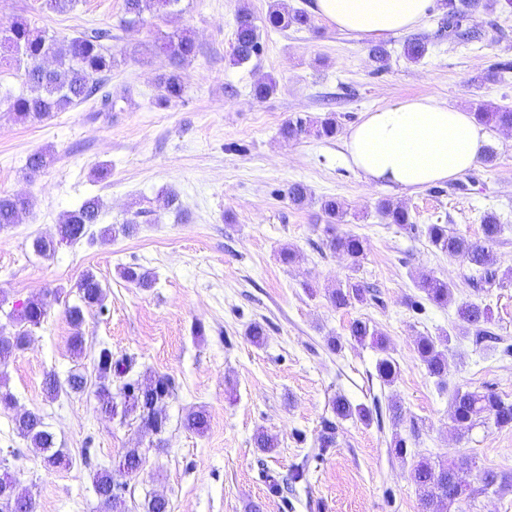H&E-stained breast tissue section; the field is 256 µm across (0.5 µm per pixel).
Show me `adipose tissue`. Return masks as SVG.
I'll return each instance as SVG.
<instances>
[{"label":"adipose tissue","instance_id":"ef3b65f1","mask_svg":"<svg viewBox=\"0 0 512 512\" xmlns=\"http://www.w3.org/2000/svg\"><path fill=\"white\" fill-rule=\"evenodd\" d=\"M436 0H315V13L360 39L416 29ZM487 129L461 108L427 96L396 98L365 112L344 142L367 183L412 192L457 178L484 156Z\"/></svg>","mask_w":512,"mask_h":512}]
</instances>
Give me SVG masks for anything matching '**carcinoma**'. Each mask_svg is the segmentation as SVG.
<instances>
[{
	"instance_id": "carcinoma-1",
	"label": "carcinoma",
	"mask_w": 512,
	"mask_h": 512,
	"mask_svg": "<svg viewBox=\"0 0 512 512\" xmlns=\"http://www.w3.org/2000/svg\"><path fill=\"white\" fill-rule=\"evenodd\" d=\"M179 0H124L126 23L135 24L142 20L144 13L167 10ZM481 4V0H441L444 21L448 33L461 41L473 38L470 30L463 26L465 18ZM267 23L279 30L291 27L311 28V17L303 9L288 10L276 3L272 6ZM112 40L109 29H96L86 34L60 41L38 30L22 17H14L0 23V67L24 70L27 91L18 95L12 102L16 119L21 122L42 121L56 112L68 109L101 94V107L112 109V92L102 91L105 80L117 65L107 42ZM261 44L257 26L252 15L242 10L238 16L235 32L233 61L243 64L259 54ZM155 51L168 56L175 65H180L195 57L197 46L193 37L186 31L173 34L155 45ZM427 52V43L415 38L404 46L407 59L417 62ZM161 94L157 105H168L183 98L184 86L180 76L174 72L161 77ZM475 119L493 127H512V109L480 105L474 112ZM340 132L336 117L330 115L321 120H307L301 117L290 119L281 127L280 134L286 140H297L303 135L315 134L319 138L333 139ZM54 163V155L41 151L29 156L26 170L35 174ZM288 201L294 206H302L308 201V189L301 183L288 186ZM30 208V200L22 195L0 194V229L18 223V219ZM102 203L100 197L91 196L71 211L64 213L58 224V240L37 238L33 241L34 251L44 254L56 250L57 246L78 242L90 234L91 226L98 223ZM378 212L388 224L401 227L412 225L409 211L401 204L383 198L378 201ZM320 210L326 218L324 228L325 245L336 253L347 256L352 266L360 265L365 255L364 240L357 234L338 231L344 222L346 209L335 197H324ZM483 237L472 240L448 229L446 224H429L426 235L438 250L448 254V258L461 260L477 268L480 278L493 276L491 268L496 264L493 247L502 232L497 216L485 213L481 217ZM122 278L140 288H150L151 274L140 266H126L121 270ZM416 286L424 298L437 306L444 307L451 301L452 285L448 280L433 273L420 272ZM79 302L66 309V317L78 328L84 320V310L102 305L104 289L96 276L84 272L75 284ZM372 297L371 290L359 281L349 280L329 292L331 304L337 308H347L354 303H362ZM48 311V303L43 298H33L21 304V309L7 313L12 331L0 330V365L6 364L30 341L35 329L41 327ZM459 317L475 328L479 337L494 338L487 328L490 322V308L475 302H463L458 307ZM349 336L362 344L370 342L382 354L376 364L378 377L385 384H391L399 374L398 364L387 354V342L383 334L361 319L349 325ZM451 336L444 332L438 336H420L415 343V353L428 374L437 379L440 386L447 384L448 352ZM96 383L94 395L102 413L115 415L122 408L125 415L136 414L139 426L146 434L156 437V447H161L163 435L167 431V416L160 412V406L174 391L172 381L165 376L140 375L134 373L135 361L128 356L116 357L108 347L99 349L94 359ZM88 379L79 370L69 373L60 380L54 372L46 374L44 389L49 398L55 399L60 393H82L87 389ZM332 411L337 419H358L368 421L372 412L365 406H354L346 398L339 396L332 403ZM450 418L454 429L459 432L471 430L477 424L492 423L498 428L512 427V402L503 399L494 391L485 392L464 390L456 387L450 395ZM184 426L196 433L207 428V414L203 410L189 412L183 421ZM14 428L18 436L30 447L36 449L43 464L48 469H56L70 463L62 449L55 447V438L48 429L44 414L39 410L27 411L15 419ZM142 457L137 448H128L122 454L124 469L98 470L92 475L96 495L105 505L107 512H123L126 484L117 481L114 474L128 475L139 469ZM472 461L461 456L457 461L432 464L422 461L412 470L411 478L419 495L422 512H450L452 506L469 488ZM482 490L493 488L504 490L512 485V473L487 469L481 475ZM0 512H34L32 498L18 489V483L8 472L0 474Z\"/></svg>"
}]
</instances>
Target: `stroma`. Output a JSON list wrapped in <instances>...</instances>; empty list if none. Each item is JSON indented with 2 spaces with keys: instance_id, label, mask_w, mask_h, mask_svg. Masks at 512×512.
<instances>
[{
  "instance_id": "35a3bbf8",
  "label": "stroma",
  "mask_w": 512,
  "mask_h": 512,
  "mask_svg": "<svg viewBox=\"0 0 512 512\" xmlns=\"http://www.w3.org/2000/svg\"><path fill=\"white\" fill-rule=\"evenodd\" d=\"M274 0H180L164 13L125 22L124 0H76L66 12L46 0H0V22L26 17L56 38L95 28L112 32L119 64L112 70L116 105L103 112L91 99L40 122L17 121L11 108L23 77L0 72V193L32 201L18 224L0 231V299L17 305L44 297L48 315L28 345L0 367V381L16 405L0 410V466L35 502V512H103L89 473L112 467L125 449H139L143 466L127 478L126 512H144L151 495L164 496L170 512H421L411 472L421 461L472 459L475 493L451 512H512V488L481 491L483 470L512 472V428L476 425L457 436L449 418L450 390H494L512 401V128L490 131L493 163H478L463 176L413 192L367 185L344 158L343 143L363 112L399 97L429 96L475 110L477 105L512 108V9L473 12L471 41L438 36L441 12L431 13L413 34L384 38L386 69L370 55L371 40L336 30L321 17L312 29L281 31L266 22ZM258 27L262 51L249 62H232L240 9ZM189 31L198 52L172 66L152 47L174 32ZM428 44L417 62L404 56L409 37ZM177 71L182 100L155 105L158 78ZM274 78L276 91L264 99L255 84ZM335 114L336 138L312 135L285 140L288 119ZM52 151L55 163L28 175L29 155ZM107 166L111 175L95 180ZM304 184L310 200L288 201L290 184ZM177 195L178 209L160 208L161 194ZM103 202L93 239L61 245L54 253L34 251L38 237H52L63 212L87 197ZM341 200L344 230L365 241V257L351 269L346 256L323 244L319 201ZM389 198L409 211L413 229L379 216L378 200ZM497 214L504 232L494 247L502 279L475 285L476 273L448 258L428 241L430 224L477 240L484 212ZM136 220L129 237L101 240L102 228ZM296 258L285 264L283 249ZM137 265L155 276L152 288L126 282L121 267ZM100 280L105 298L86 310L78 331L85 339L74 356L69 338L76 329L65 311L78 301L74 285L85 270ZM425 270L448 279L454 303L439 307L420 298L414 275ZM355 277L375 299L335 308L331 288ZM488 305L495 343H476L457 305ZM356 319L369 321L388 340L386 353L400 366L392 384L378 377L380 355L351 341ZM261 322L266 342L246 337ZM203 335H196V327ZM448 332V384L438 385L414 352L421 336ZM341 350H330L329 338ZM134 357L142 372L164 375L174 385L163 409L168 427L163 447L132 419L102 414L92 391L48 398L47 372L66 378L79 369L94 376L100 347ZM379 406L370 423L335 420L332 401ZM400 404L403 419L389 408ZM205 409L204 433L183 420ZM41 411L67 467L46 470L38 452L14 430V418ZM336 422V445L319 450L327 420ZM265 432L277 442L272 452L256 448ZM408 451L397 457L394 435ZM307 464L304 482L271 495L265 478L285 479Z\"/></svg>"
}]
</instances>
